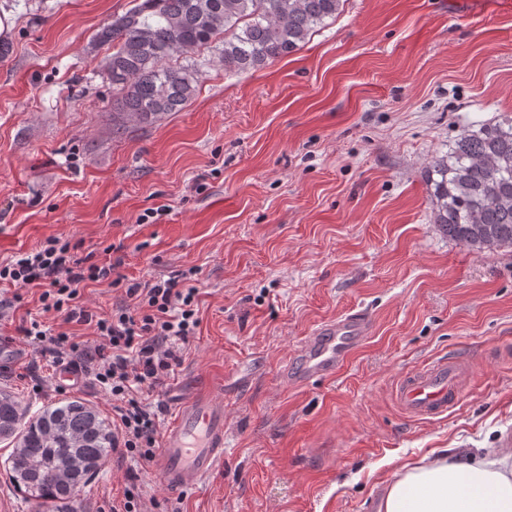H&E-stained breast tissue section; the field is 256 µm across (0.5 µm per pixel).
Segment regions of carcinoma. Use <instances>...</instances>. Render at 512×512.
Listing matches in <instances>:
<instances>
[{
	"label": "carcinoma",
	"instance_id": "obj_1",
	"mask_svg": "<svg viewBox=\"0 0 512 512\" xmlns=\"http://www.w3.org/2000/svg\"><path fill=\"white\" fill-rule=\"evenodd\" d=\"M342 0H137L107 23L97 40L112 52L105 73L118 110L148 123L180 111L194 96L201 67L192 54L210 50L224 72L260 69L298 50ZM432 223L471 249L512 247V118L464 132L427 166ZM17 396L0 391V440L10 441L8 479L23 497L46 508L73 494L58 482L70 462L83 486L112 453V429L81 400L32 417Z\"/></svg>",
	"mask_w": 512,
	"mask_h": 512
}]
</instances>
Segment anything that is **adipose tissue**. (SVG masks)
Returning <instances> with one entry per match:
<instances>
[{"instance_id": "ef3b65f1", "label": "adipose tissue", "mask_w": 512, "mask_h": 512, "mask_svg": "<svg viewBox=\"0 0 512 512\" xmlns=\"http://www.w3.org/2000/svg\"><path fill=\"white\" fill-rule=\"evenodd\" d=\"M384 512H512V454L491 449L467 462L426 455L395 474Z\"/></svg>"}]
</instances>
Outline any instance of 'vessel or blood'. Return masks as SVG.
Here are the masks:
<instances>
[{
	"label": "vessel or blood",
	"instance_id": "obj_1",
	"mask_svg": "<svg viewBox=\"0 0 512 512\" xmlns=\"http://www.w3.org/2000/svg\"><path fill=\"white\" fill-rule=\"evenodd\" d=\"M371 332L369 316L352 311L321 324L298 345L282 376L295 385L334 378ZM469 372L456 358L406 374L396 388V400L413 417L447 412L458 398ZM224 462V401L201 392L181 403L166 428L156 473L175 492L195 489Z\"/></svg>",
	"mask_w": 512,
	"mask_h": 512
}]
</instances>
